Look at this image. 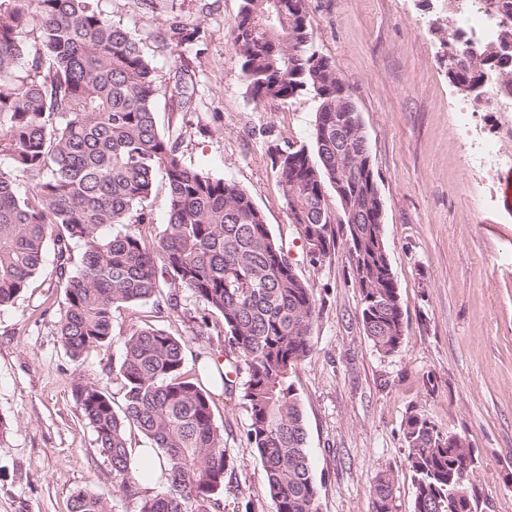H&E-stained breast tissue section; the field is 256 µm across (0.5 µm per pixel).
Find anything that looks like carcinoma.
Listing matches in <instances>:
<instances>
[{
  "label": "carcinoma",
  "instance_id": "carcinoma-1",
  "mask_svg": "<svg viewBox=\"0 0 512 512\" xmlns=\"http://www.w3.org/2000/svg\"><path fill=\"white\" fill-rule=\"evenodd\" d=\"M94 0H0V308L39 272L53 247L65 305L60 342L75 360L109 344L114 313L152 302L177 313L181 295L195 301L199 329L220 326L223 385L245 371L250 415L247 443L265 471V494L276 512H318L307 431L293 377L313 352L318 312L312 288L297 274L251 194L238 183L187 164L181 135L156 122L159 97L183 111L195 93L183 70L156 82L141 42L93 5ZM501 28L499 44L474 57L466 32L450 42L458 54L448 76L465 89L494 70L492 84L512 96V0H485ZM232 45L251 98L309 95L317 106L312 147L271 155L291 223L304 224L318 250L335 247L334 225L346 224L360 319L377 351L404 340V310L391 270L383 225L369 223L364 194L367 144L353 122L355 103L335 66L313 47L307 0H241ZM167 37L175 49L195 46L200 30L177 20ZM347 170L340 211L325 203L336 168ZM162 173L168 188L164 229L147 201ZM38 175L33 187L23 179ZM83 246L77 266L71 249ZM187 341L147 323L131 328L120 365L122 404L98 384L79 387V414L112 465V496L134 512H213L232 493L233 461L224 426L215 420L211 385L186 369ZM157 449V460L132 465L128 432ZM403 437L415 487L413 512H478L472 476L477 460L461 436L444 433L424 415L406 418ZM159 465L166 484L144 486L141 473ZM394 478L373 484L375 512H392ZM70 512H108L104 494L76 492Z\"/></svg>",
  "mask_w": 512,
  "mask_h": 512
}]
</instances>
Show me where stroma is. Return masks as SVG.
Here are the masks:
<instances>
[{"label": "stroma", "instance_id": "obj_1", "mask_svg": "<svg viewBox=\"0 0 512 512\" xmlns=\"http://www.w3.org/2000/svg\"><path fill=\"white\" fill-rule=\"evenodd\" d=\"M97 0L131 31L166 85L188 69L197 97L177 111L157 102L160 129L182 135L187 164L247 189L275 237L285 239L298 275L313 288L319 315L314 351L297 369L318 512H373V479L394 475L393 512H413L414 486L403 425L410 413L466 437L478 464L472 477L482 512H512V206L501 177L512 173V112H492L448 76V0H308L314 47L347 86L364 123L383 203V232L405 313V337L378 352L360 320L361 288L345 225L320 264L302 243L271 167L278 148L311 145L315 102L302 95L254 103L240 74L231 29L241 0ZM200 28L196 50L165 37L170 19ZM468 107L480 135L499 140L500 175L480 184L467 160L469 138L454 114ZM64 292L53 263L0 308V512H68L82 489L112 490V465L76 402L79 386L115 393L112 369L131 323H149L188 343L186 363L223 349L216 330L199 335L186 314L134 305L114 314L110 344L75 360L59 341ZM237 498L225 512H275L264 469L246 441L241 383L217 393Z\"/></svg>", "mask_w": 512, "mask_h": 512}]
</instances>
